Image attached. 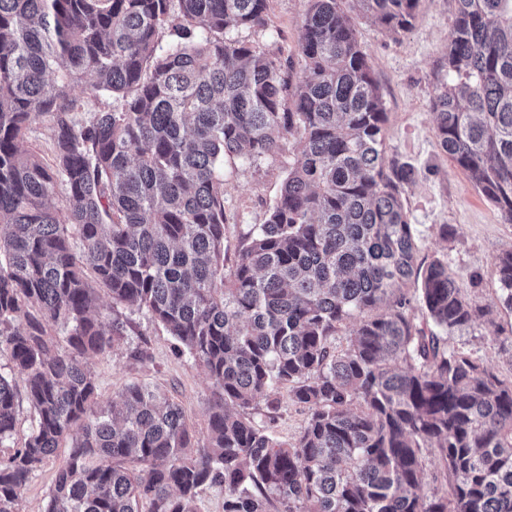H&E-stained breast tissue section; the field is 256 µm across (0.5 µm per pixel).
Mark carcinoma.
<instances>
[{
  "label": "carcinoma",
  "mask_w": 512,
  "mask_h": 512,
  "mask_svg": "<svg viewBox=\"0 0 512 512\" xmlns=\"http://www.w3.org/2000/svg\"><path fill=\"white\" fill-rule=\"evenodd\" d=\"M267 2L0 0V353L34 413L0 457V512L67 437L45 512H197L214 485L224 512H512V383L451 346L492 312L448 261L417 262L402 197L414 171L385 168L387 112L343 0H307L296 81L227 35L265 28ZM351 2L390 32L416 20L418 0ZM455 2L436 137L512 224V0ZM85 81L112 106L84 122ZM45 114L50 164L22 148ZM292 134L279 198L228 270L224 158ZM493 266L512 310V248ZM101 289L204 367L206 441L157 388L98 408L88 359L125 336ZM281 385L308 410L292 443L248 413ZM15 423L0 373V446ZM429 468L442 489L427 495Z\"/></svg>",
  "instance_id": "1"
}]
</instances>
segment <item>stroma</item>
Listing matches in <instances>:
<instances>
[{
	"label": "stroma",
	"mask_w": 512,
	"mask_h": 512,
	"mask_svg": "<svg viewBox=\"0 0 512 512\" xmlns=\"http://www.w3.org/2000/svg\"><path fill=\"white\" fill-rule=\"evenodd\" d=\"M306 0H268L265 29H239L235 35L276 56L292 69L294 77L304 72L299 51ZM455 0H419L413 28L390 34L370 24L359 14L352 23L367 55L387 112L386 160L411 165L415 179L406 185L404 199L414 224L419 259L447 260L462 292L491 310L500 335L491 326L477 323L468 334L454 337L453 346L491 368L501 379L512 381V312L499 301L493 261L512 247V224L502 223L486 198L467 174L442 152L436 138L431 101L444 82L442 68L448 34L455 16ZM297 153V139L288 136L271 155L255 160L224 161V264L232 266L239 245L248 231L264 223L280 195ZM454 229L442 237L441 225ZM128 320L125 339L104 357L92 359L97 400L108 404L128 385L140 384L165 391L180 405L196 438L206 440L213 384L203 367L188 353L179 351L168 332L147 311L123 310ZM144 350L146 359L134 356ZM277 408L259 400L250 415L277 438L289 442L301 435L308 412L295 404L288 387L277 391ZM69 453L60 446L35 471L16 504L17 512H45L58 468Z\"/></svg>",
	"instance_id": "35a3bbf8"
}]
</instances>
